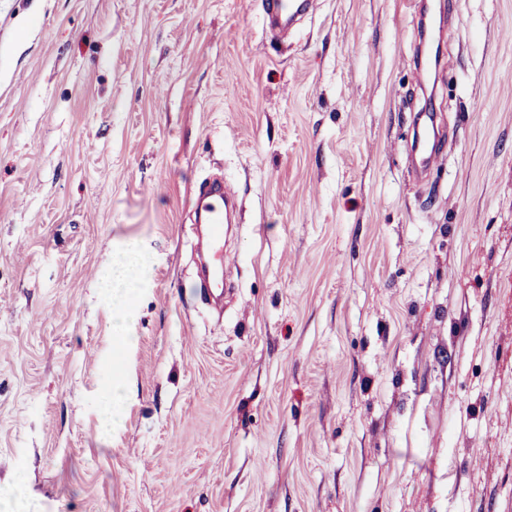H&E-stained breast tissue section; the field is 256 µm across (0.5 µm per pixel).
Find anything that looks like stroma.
Segmentation results:
<instances>
[{"label": "stroma", "mask_w": 512, "mask_h": 512, "mask_svg": "<svg viewBox=\"0 0 512 512\" xmlns=\"http://www.w3.org/2000/svg\"><path fill=\"white\" fill-rule=\"evenodd\" d=\"M427 29L454 65L417 90ZM510 72L512 0H318L283 38L258 0H0V512H512ZM235 201L236 195L224 190L223 181H213L200 190L196 222L203 224L198 244L204 288L224 286V222L230 223ZM145 263L146 258L142 250L135 246L128 250L121 261L112 264L113 320L121 335L116 337L125 346L132 337L127 335L131 332L136 308L134 292L137 289L133 288V283L137 271L141 270Z\"/></svg>", "instance_id": "1"}]
</instances>
